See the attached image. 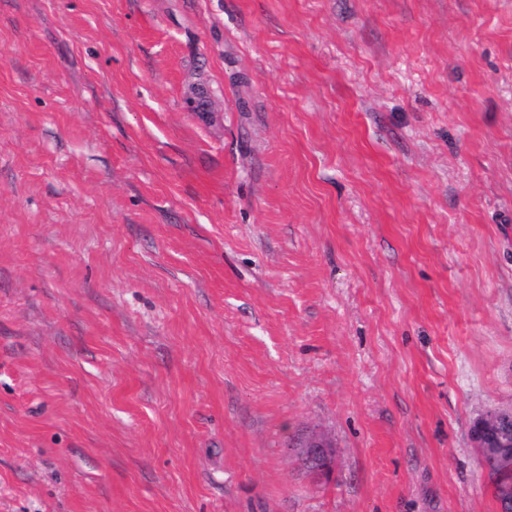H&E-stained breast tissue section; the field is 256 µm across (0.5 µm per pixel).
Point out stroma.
I'll list each match as a JSON object with an SVG mask.
<instances>
[{
  "instance_id": "35a3bbf8",
  "label": "stroma",
  "mask_w": 512,
  "mask_h": 512,
  "mask_svg": "<svg viewBox=\"0 0 512 512\" xmlns=\"http://www.w3.org/2000/svg\"><path fill=\"white\" fill-rule=\"evenodd\" d=\"M510 406L512 0H0V512H499ZM475 448H479L481 463L491 460L483 448H502L498 457L501 484H512V409L494 410L477 418L470 430ZM296 453L307 475L320 483L332 478L336 465V449L323 434L311 433L296 444Z\"/></svg>"
}]
</instances>
